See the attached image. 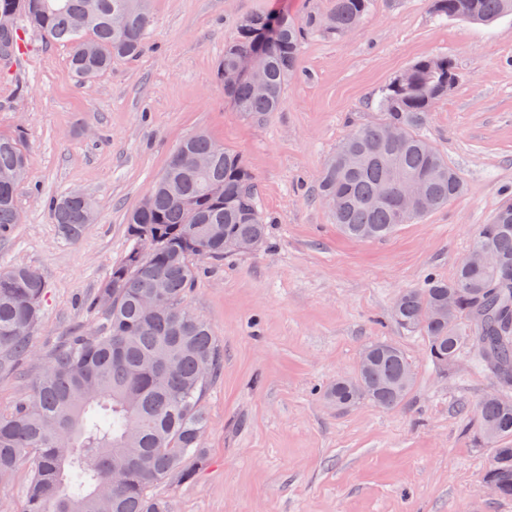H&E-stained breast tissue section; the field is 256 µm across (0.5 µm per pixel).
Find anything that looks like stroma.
<instances>
[{
	"instance_id": "35a3bbf8",
	"label": "stroma",
	"mask_w": 512,
	"mask_h": 512,
	"mask_svg": "<svg viewBox=\"0 0 512 512\" xmlns=\"http://www.w3.org/2000/svg\"><path fill=\"white\" fill-rule=\"evenodd\" d=\"M331 0H151L147 45L92 82L68 45L25 30L15 67L0 65V132L19 134L31 164L23 221L0 241V267H36L47 283L32 353L0 371V408L72 333H93L83 299L130 248L126 219L179 143L207 133L238 151L272 222L269 249L202 262L187 306L211 326L224 366L204 405L209 426L194 479L161 482L171 512H512L485 488L491 450L468 424L495 377L461 357L430 362L421 336L390 318L395 296L428 273L452 277L512 188V16L491 26L437 19L431 0H376L350 35H308L300 74L271 119H248L224 96L220 64L238 24L297 19ZM423 57L460 75L423 129L465 183L462 195L389 238L344 237L316 183L337 144L374 123L378 91ZM77 189L96 207L80 240L65 239L48 203ZM398 344L415 371L405 405L339 412L319 394L353 375L364 346Z\"/></svg>"
}]
</instances>
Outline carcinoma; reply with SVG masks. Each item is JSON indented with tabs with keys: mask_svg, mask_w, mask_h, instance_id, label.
<instances>
[{
	"mask_svg": "<svg viewBox=\"0 0 512 512\" xmlns=\"http://www.w3.org/2000/svg\"><path fill=\"white\" fill-rule=\"evenodd\" d=\"M150 0H0V13L22 17L47 39L70 47V66L88 82L112 65V58H135L147 45ZM374 0H331L322 14L302 21L286 15L244 21L224 47L222 67L264 47L263 77L270 87L260 97L244 79L224 89L237 111L265 121L284 103L288 81L298 73L305 32L327 37L352 33ZM446 19L492 23L512 15V0H433ZM459 80L446 59L422 58L408 75L378 94V122L353 129L336 146L319 179L318 196L336 197L333 217L340 230L358 240L391 235L423 212L402 210L393 172L423 180L436 210L463 192L448 160L420 134L429 112ZM389 128L402 137L390 141ZM213 156L211 167L194 173L179 160ZM19 136L0 133V176L27 169ZM20 182L0 179V238L16 226ZM388 194H380L382 187ZM54 223L70 240L82 237L94 220L92 200L68 193L50 201ZM267 218L259 209L255 177L234 150L215 147L203 134L180 144L151 192L128 218L131 249L112 266L85 309L98 320L91 335L67 337L46 367L30 380L15 406L0 409V486L28 464L22 512H170L149 495L156 484L191 478L203 455L200 439L208 425L203 399L224 364V353L209 324L184 304L199 267L194 259L220 260L224 241L250 237L262 248ZM158 241L149 258L137 255V240ZM476 239L495 253L492 267L460 266L451 279L430 276L420 288L398 294L392 315L404 330L423 335L433 365L446 367L462 355L490 371L503 388L512 387V340L499 338L500 316L512 313V195L505 198ZM164 288H157V284ZM163 292L155 312L141 299ZM457 303L448 317L424 323L422 311ZM46 283L35 268L0 270V370L30 353L22 324L36 325L43 314ZM372 354L359 383L338 377L324 397L338 410L361 402L394 409L407 399L403 384L412 365L388 341L365 346ZM476 430L491 447L483 474L497 497L512 498V399L488 394L476 407Z\"/></svg>",
	"mask_w": 512,
	"mask_h": 512,
	"instance_id": "obj_1",
	"label": "carcinoma"
}]
</instances>
